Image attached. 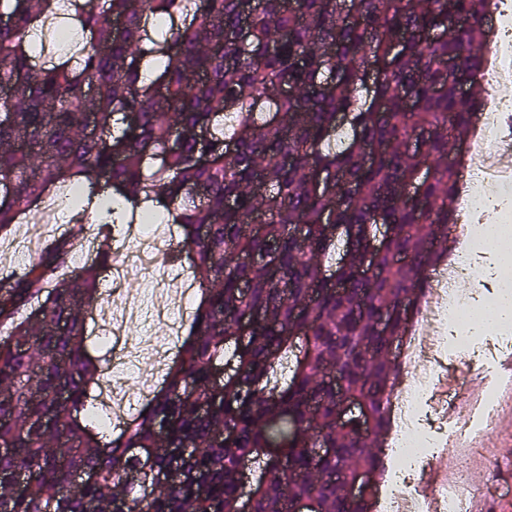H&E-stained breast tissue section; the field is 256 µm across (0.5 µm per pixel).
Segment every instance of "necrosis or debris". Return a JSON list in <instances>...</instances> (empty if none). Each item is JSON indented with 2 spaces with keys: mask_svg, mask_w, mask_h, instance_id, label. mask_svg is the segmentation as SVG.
Here are the masks:
<instances>
[{
  "mask_svg": "<svg viewBox=\"0 0 512 512\" xmlns=\"http://www.w3.org/2000/svg\"><path fill=\"white\" fill-rule=\"evenodd\" d=\"M500 33L497 44L484 50L482 80L487 97L472 132L467 173L458 191V247L448 267L442 269L419 303L418 314L405 338L400 362L405 370L392 394L396 413L391 430L395 476L383 498L380 512H429L417 491L422 466L444 455L450 471L435 495L436 512H467L478 492L470 482V468L477 458L487 457L483 446L496 425L502 406L501 388L493 386L480 397L457 403L453 392L440 390L436 380L447 349L468 356L471 350L469 315L479 306V295L464 293L458 281L467 279L474 260L484 247V217L512 224V209L501 207L497 187L512 186V98L498 89L512 82V0H499ZM114 261L108 270L103 299L94 320L107 337L110 348L105 375L135 374L143 364L162 368L174 359L172 338L146 336L133 339L124 332V320L150 328L162 321L175 326L190 316L189 308L172 309L163 297L167 286L185 283L183 269L165 267L160 252L166 240L142 231L113 235ZM156 274L155 282L133 298L125 297L129 276ZM458 404L456 432H448V407Z\"/></svg>",
  "mask_w": 512,
  "mask_h": 512,
  "instance_id": "4bbe7bcc",
  "label": "necrosis or debris"
}]
</instances>
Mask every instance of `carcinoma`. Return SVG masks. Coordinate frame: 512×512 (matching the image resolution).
Masks as SVG:
<instances>
[{"mask_svg":"<svg viewBox=\"0 0 512 512\" xmlns=\"http://www.w3.org/2000/svg\"><path fill=\"white\" fill-rule=\"evenodd\" d=\"M54 2L0 0V234L62 186L78 190L70 223L108 236L127 215H163L197 302L161 382L114 433L96 414L104 358L87 344L111 246L73 270V237L55 236L0 277V327L29 343L0 340V512H376L377 496L347 497L336 475L385 471L366 436L390 430V338L452 252L448 200L497 0H351L348 16L336 0H69L77 61L38 68L32 33ZM450 13L469 25L431 37ZM271 248V265L238 260ZM343 395L363 404L355 424L339 425Z\"/></svg>","mask_w":512,"mask_h":512,"instance_id":"obj_1","label":"carcinoma"}]
</instances>
